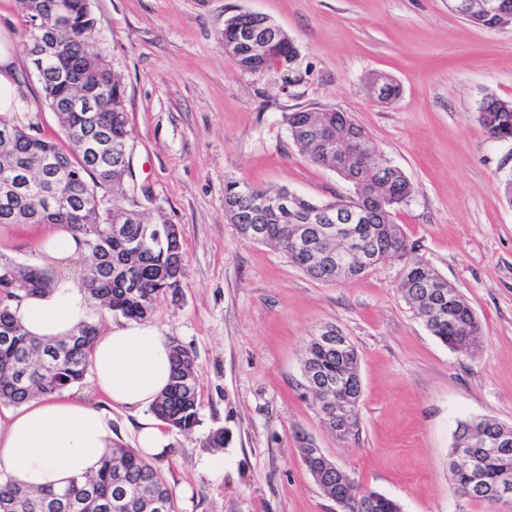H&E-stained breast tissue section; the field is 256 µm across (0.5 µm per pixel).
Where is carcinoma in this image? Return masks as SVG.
I'll return each instance as SVG.
<instances>
[{
  "label": "carcinoma",
  "instance_id": "1",
  "mask_svg": "<svg viewBox=\"0 0 512 512\" xmlns=\"http://www.w3.org/2000/svg\"><path fill=\"white\" fill-rule=\"evenodd\" d=\"M53 0H21L29 19L27 35L37 24L52 23ZM73 12L81 19L76 27L58 33L60 58L44 64L38 81L47 105L59 115L64 134L76 149L82 139L97 128H107L112 136V166L122 163L118 148L130 136L121 85L108 64L89 51L94 37V19L84 18L87 0H71ZM466 20L493 29L504 23L497 14L488 15L480 0H472ZM96 68L99 90L98 111L64 112L62 105L74 93L67 82L70 73ZM479 121L488 136L512 141V102L493 96L479 106ZM292 140L314 165L328 168L348 182L353 194L338 198V208L355 207L360 220L350 224L362 243V252L373 257L366 264L355 258L347 269L332 267L330 254L334 243L318 242L320 224L308 228L312 246L300 253L290 247L295 222L260 210L252 187L232 181L224 186V210L241 238L279 249L288 262L309 278L321 282L355 279L388 256L405 259L402 290L418 318L429 332L451 350L468 354L475 348L480 324L458 290L448 283L414 246L408 245L394 213L408 204L413 186L398 167L376 158L369 145L367 131L345 112L298 110L285 115ZM318 124L325 139L303 137L309 125ZM12 130L8 142L0 141V180L11 175L18 189L4 199L0 190V226L12 224H55L67 230L76 243V254L86 261L82 278L75 286L89 303L129 320H144L156 302L169 289L180 286L184 253L180 232L173 224L151 223L134 216L119 205L97 212L91 203L101 191L121 189V176L104 171L98 157L74 154L68 176L58 180L57 191L65 205L47 208L41 199L42 184L16 170L18 161H35L45 155L64 153L56 143L29 135L0 119V131ZM259 226L261 238L249 233ZM9 267L11 263L5 262ZM13 267V266H11ZM18 286L0 285V406L20 405L42 395L59 393L82 383L89 372L90 355L97 338L95 325L84 322L63 338L43 340L29 334L16 318L13 307L32 293L54 288L65 277L55 270L27 264L13 267ZM172 380L153 407L154 413L171 427L190 431L198 423L197 375L195 357L177 340L171 341ZM306 382L318 378L337 388L328 394L312 393L326 427L336 432L330 415L345 403L354 414L351 427L340 436L344 441L359 439V400L362 391L358 354L354 344L330 347L313 336L305 349ZM457 429L470 431L474 439L493 440L504 433L512 435V426L491 420H467ZM300 457L323 491L341 503L343 512H401L400 504L385 495L363 489L358 483L342 484L336 469L325 464L322 455L313 456V442L298 437ZM461 442L452 448L450 473L460 495L468 500L499 506L493 491L505 471L512 472V447L486 463L479 479L459 464ZM0 512H177L175 498L159 468L144 460L134 449L113 446L100 469L72 481L62 489L27 490L0 477Z\"/></svg>",
  "mask_w": 512,
  "mask_h": 512
}]
</instances>
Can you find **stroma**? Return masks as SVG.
<instances>
[{
  "label": "stroma",
  "mask_w": 512,
  "mask_h": 512,
  "mask_svg": "<svg viewBox=\"0 0 512 512\" xmlns=\"http://www.w3.org/2000/svg\"><path fill=\"white\" fill-rule=\"evenodd\" d=\"M91 45L119 76L132 174L119 203L177 225L185 254L176 293L150 320L196 360L199 423L174 432L156 464L177 512H340L301 461L297 435L402 512H489L458 496L449 454L458 422L512 426V206L499 180L512 142L489 138L485 97L512 100V23L487 29L448 0H91ZM267 16L296 44L299 83L241 72L224 53V22ZM27 97L15 125L66 145L26 51L17 0H0ZM399 84L379 104L375 75ZM297 110L349 113L413 196L395 217L410 244L463 295L482 327L475 354L431 335L404 297L401 259L354 280L308 278L274 248L244 241L224 211V186L243 179L318 202L349 195L311 164L284 121ZM52 224L0 227V258L39 264ZM338 326L359 354L360 441L326 428L303 387L305 346ZM70 399L110 411L116 442L136 445V419L111 409L93 380ZM226 442L207 451L210 431Z\"/></svg>",
  "instance_id": "35a3bbf8"
}]
</instances>
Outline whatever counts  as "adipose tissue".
<instances>
[{"instance_id":"1","label":"adipose tissue","mask_w":512,"mask_h":512,"mask_svg":"<svg viewBox=\"0 0 512 512\" xmlns=\"http://www.w3.org/2000/svg\"><path fill=\"white\" fill-rule=\"evenodd\" d=\"M18 58L12 37L0 32V117L25 111L16 82ZM87 304L70 283L29 295L16 315L41 338L70 333L85 321ZM95 385L111 402L137 418L138 450L160 456L172 443L170 426L152 411L171 379L170 341L149 321L113 326L96 339L91 355ZM109 418L83 402L40 396L21 405L0 407V474L29 488H60L98 469L112 446Z\"/></svg>"}]
</instances>
